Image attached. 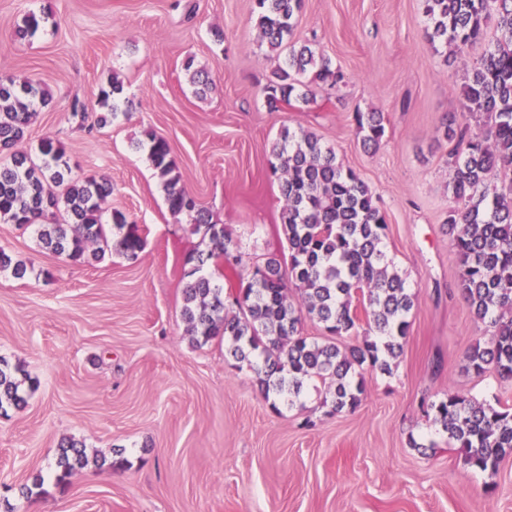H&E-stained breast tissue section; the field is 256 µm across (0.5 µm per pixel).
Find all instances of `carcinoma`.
<instances>
[{
	"label": "carcinoma",
	"instance_id": "obj_1",
	"mask_svg": "<svg viewBox=\"0 0 512 512\" xmlns=\"http://www.w3.org/2000/svg\"><path fill=\"white\" fill-rule=\"evenodd\" d=\"M424 2L430 40L454 47L460 56L482 39L489 23L500 32L496 43L470 65L461 86L465 111L490 119L487 133L458 129L456 115L448 114L444 136L457 140L449 154V186L463 207L448 212L447 224L459 259V288L475 320L489 333L486 343L466 351L467 368L477 375L493 370L512 378V180L499 190L489 185L497 170L512 171V0ZM301 5L302 0H255L254 22L262 41L277 55L286 52L284 64L263 88L272 111L294 98L309 102L312 91L296 93L303 75L320 88H336L343 80L330 60L293 37ZM43 23L44 17L29 13L17 35L32 36ZM125 101L123 82L110 76L100 90L103 113L97 122L104 125L116 118ZM38 102L47 103L48 94L30 81L0 79L1 149L24 139ZM354 121L363 147H378L385 134L381 113L357 112ZM146 139L151 165L164 181L168 209L175 216L193 215L195 232L209 241L207 249L187 259L192 268L185 274L182 318L192 342H224L226 353L253 371L267 399L274 395L291 401L308 386L321 384L333 388L332 411L355 409L365 393L363 366L392 374L417 304L416 293L384 251L388 223L372 189L344 169L334 150L315 134L283 129L271 148L270 172L284 201L280 223L288 254H271L252 266L231 297L218 284L224 270L217 267L206 274L204 269L220 260L232 270L245 267L244 255L181 186L168 142L152 132ZM38 154V164L25 153L0 163V220L18 225L43 220L40 240L45 248L72 263L98 261L108 250L136 257L143 248L136 225L114 213L113 223L127 228L114 241L102 221V204L112 184L104 178H72L63 148L49 137L39 142ZM59 211L66 215L62 224L56 222ZM6 270L21 279L28 268L0 249V271ZM307 318L322 323L328 336L318 340L303 335ZM363 324L361 341L337 342ZM18 372L0 358L1 416L25 404ZM426 413L473 470L494 472L512 455V411L498 400L479 401L450 390L426 405ZM87 462L81 443L66 442L55 463L56 479L72 478Z\"/></svg>",
	"mask_w": 512,
	"mask_h": 512
}]
</instances>
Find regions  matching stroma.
Wrapping results in <instances>:
<instances>
[{
  "label": "stroma",
  "mask_w": 512,
  "mask_h": 512,
  "mask_svg": "<svg viewBox=\"0 0 512 512\" xmlns=\"http://www.w3.org/2000/svg\"><path fill=\"white\" fill-rule=\"evenodd\" d=\"M255 0H0V78H26L49 96L17 151L42 138L63 147L75 178L103 177L113 213L145 245L74 264L39 240L38 225L0 222V248L28 265L0 273V356L35 387L0 418V512H512V455L497 472L465 466L423 412L447 390L500 400L512 380L469 371L467 349L487 340L458 286L447 234L456 202L444 137L464 114L463 60L497 37L488 26L464 57L431 43L423 0H303L295 36L331 60L339 90L269 110L263 87L279 60L253 23ZM47 14L31 38L26 13ZM209 75L199 96L186 59ZM128 106L99 127L109 74ZM85 119L74 118V111ZM378 112L385 136L363 148L354 115ZM315 133L376 194L384 247L418 295L392 375L364 370L365 395L330 413L314 389L270 405L249 367L224 346L197 347L181 317L184 260L201 248L188 215H172L142 143L166 139L182 184L244 253L262 263L285 247L282 198L270 151L282 129ZM82 442L93 458L70 482L55 479L59 446ZM43 484L21 495L34 475Z\"/></svg>",
  "instance_id": "obj_1"
}]
</instances>
